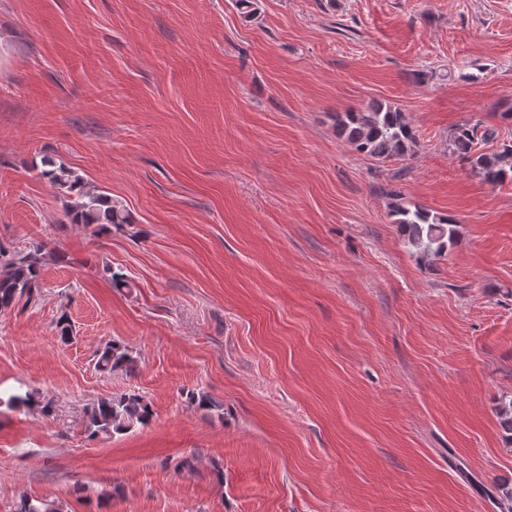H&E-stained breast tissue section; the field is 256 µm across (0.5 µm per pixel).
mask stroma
I'll use <instances>...</instances> for the list:
<instances>
[{"instance_id": "1", "label": "stroma", "mask_w": 512, "mask_h": 512, "mask_svg": "<svg viewBox=\"0 0 512 512\" xmlns=\"http://www.w3.org/2000/svg\"><path fill=\"white\" fill-rule=\"evenodd\" d=\"M512 99V0H0V244L41 243L0 314V512H500L512 444V180L448 134ZM399 107L380 162L337 113ZM62 162L131 225L66 223ZM455 220L418 262L395 204ZM132 289H115L111 271ZM68 315L74 338L60 339ZM116 340L134 373L94 368ZM208 392L223 416L186 394ZM139 391L148 426L88 436ZM335 129L357 152L379 161L411 156L418 143L406 113L382 102L337 115ZM5 404L8 408H20V407H37L39 411L49 416L54 411V403L52 399H47L45 396L39 394V392L29 390L24 395L13 394L10 395L7 400L0 397V406Z\"/></svg>"}]
</instances>
